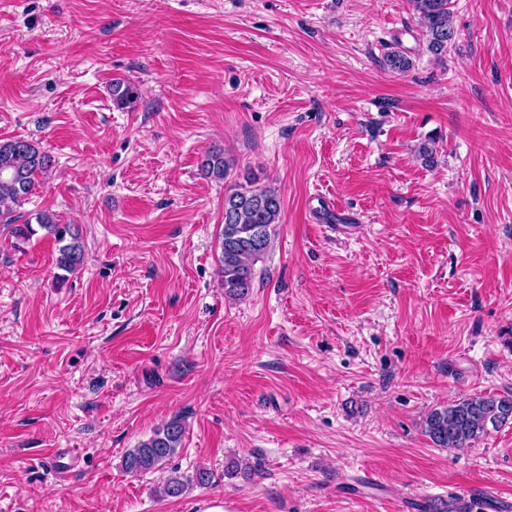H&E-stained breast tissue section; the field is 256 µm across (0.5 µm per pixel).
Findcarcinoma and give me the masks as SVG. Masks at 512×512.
I'll list each match as a JSON object with an SVG mask.
<instances>
[{
  "label": "carcinoma",
  "mask_w": 512,
  "mask_h": 512,
  "mask_svg": "<svg viewBox=\"0 0 512 512\" xmlns=\"http://www.w3.org/2000/svg\"><path fill=\"white\" fill-rule=\"evenodd\" d=\"M425 30L427 50L435 56L448 52L455 31L450 21L449 0H412ZM384 66L393 73H405L412 62L404 54L392 51ZM112 102L121 109L132 108L138 89L132 82L117 80L111 86ZM53 165L50 155L25 139H0V224L12 227L13 236L22 241L42 230L58 244L56 264L73 271L83 260L79 230L73 224L59 222L49 212L36 214L35 220H21V206L38 184V177ZM203 176L222 182L231 169L224 151L205 154L200 165ZM281 215V198L271 188L256 187L251 179L236 183L224 193V229L221 240L220 273L224 294L231 299L247 296L252 288L255 265L270 251ZM512 420V397L495 394L457 400L428 412L423 432L437 448H469L487 434ZM184 426L174 419L153 432L137 447L129 449L123 467L130 474L148 473L174 457L182 444ZM212 473L202 468L191 476L177 473L164 480L163 492L169 497L182 495L191 484L207 485Z\"/></svg>",
  "instance_id": "1"
}]
</instances>
